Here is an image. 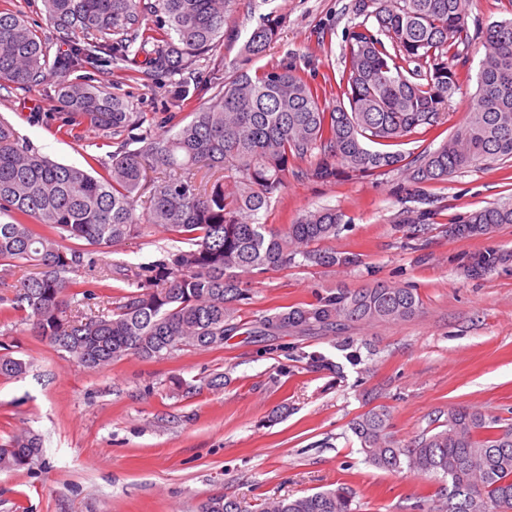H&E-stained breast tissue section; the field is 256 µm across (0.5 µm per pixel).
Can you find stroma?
I'll use <instances>...</instances> for the list:
<instances>
[{
  "mask_svg": "<svg viewBox=\"0 0 512 512\" xmlns=\"http://www.w3.org/2000/svg\"><path fill=\"white\" fill-rule=\"evenodd\" d=\"M349 3L233 0L225 37L186 76L213 92L235 70L288 61L333 104L345 32L354 23ZM268 15L278 22L277 38L262 56L243 54L244 40ZM511 17L512 0H472V38L454 62L458 86L447 114L437 129L399 142L398 152L436 149L465 120L484 53L482 32ZM66 80H89L132 101L155 134L194 109L190 101L174 103L153 81L131 78L120 60L68 72ZM62 115L53 85L0 87V116L23 141L60 163H108L111 139L86 129L74 141L63 131ZM318 160L313 154L294 162V174L262 220L280 228L307 210L341 211L346 223L333 245L358 255V263L245 275L251 299L239 309L238 335L223 348H190L162 360L131 356L93 371L33 334L21 313L0 314V343L28 365L21 377L0 379V444L29 430L43 443L28 466L0 472V512H197L217 494L258 505L341 484L354 491L359 512H420L421 501L437 499L442 484L366 462L349 429L367 409L363 392L390 411L391 430L404 441L454 406L512 419V261L480 277L462 270L470 253H512V224L490 238L448 235L450 225L473 211L512 206V161L479 163L426 186L434 214L417 233L408 222L414 204L401 172L324 182L303 177ZM177 248L156 229L112 247L99 261L132 276ZM376 283L413 289L422 306L402 322L351 325L346 334L361 361L345 365L343 376L313 370L287 352L294 346L338 361L335 336L250 333L261 316L313 303L332 289ZM217 373L223 388H208Z\"/></svg>",
  "mask_w": 512,
  "mask_h": 512,
  "instance_id": "stroma-1",
  "label": "stroma"
}]
</instances>
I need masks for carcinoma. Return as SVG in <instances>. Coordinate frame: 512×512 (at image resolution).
<instances>
[{
    "mask_svg": "<svg viewBox=\"0 0 512 512\" xmlns=\"http://www.w3.org/2000/svg\"><path fill=\"white\" fill-rule=\"evenodd\" d=\"M60 46L46 43L19 14L0 11V82L35 87L57 80V101L66 110V131L89 126L117 139L111 163L94 175L61 164L20 141L0 119V265H27L34 273L7 309L24 313L37 335L90 370L129 356L165 359L193 348L217 349L239 331L236 314L250 300L243 274L282 270L302 260L348 267L353 254L327 246L345 223L334 208L302 213L283 229L261 222L285 187L289 167L313 151L308 177L330 179L336 169L362 176L400 170L418 203L413 224L430 223V183L478 162L512 159V18L483 31L484 56L474 105L439 148L407 158L385 150L420 129L438 126L457 87L452 61L471 40L468 0H352L360 22L346 33L341 98L328 107L318 88L291 63L272 70L239 71L209 95L181 77L211 50L224 28L228 0H43ZM149 15L155 32L142 30ZM278 28L266 19L253 29L243 52L260 56ZM137 63L143 76L181 102L195 97L191 120L161 136L137 133L145 113L99 86L69 84L63 72L106 57ZM227 173L197 181L201 170ZM151 188L148 211L134 203ZM40 224L48 233H40ZM512 224L511 206L470 213L451 228L459 239L490 237ZM161 228L186 247L126 280L128 290L107 297L103 309L82 314L78 299L112 279L94 252H105L135 234ZM80 241L67 247L64 241ZM512 259L489 250L467 257L463 272L483 276ZM421 308L409 288L386 284L339 288L306 307L295 306L255 320L253 334L282 336L313 331L343 333L352 324L405 321ZM317 369L342 366L303 352ZM19 358L0 355V378L23 374ZM410 441L390 431L389 412L375 406L355 417L350 430L367 462L384 471H405L448 483L426 512H512V422L468 406ZM32 432L0 447V470L18 471L39 455ZM344 486L294 499H274L263 512H356ZM199 512H252L245 501L224 495L203 501Z\"/></svg>",
    "mask_w": 512,
    "mask_h": 512,
    "instance_id": "carcinoma-1",
    "label": "carcinoma"
}]
</instances>
